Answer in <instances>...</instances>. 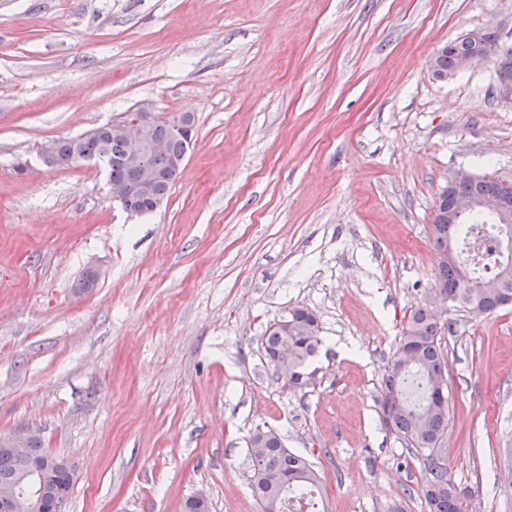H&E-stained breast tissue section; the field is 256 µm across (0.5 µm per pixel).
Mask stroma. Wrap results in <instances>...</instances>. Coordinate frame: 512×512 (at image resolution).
<instances>
[{
  "instance_id": "35a3bbf8",
  "label": "stroma",
  "mask_w": 512,
  "mask_h": 512,
  "mask_svg": "<svg viewBox=\"0 0 512 512\" xmlns=\"http://www.w3.org/2000/svg\"><path fill=\"white\" fill-rule=\"evenodd\" d=\"M476 28L512 46V0H0V437L67 461L63 512H183L201 490L259 512L258 429L309 460L325 512H429L382 374L436 287L448 172L512 175L494 64L427 67ZM143 101L196 118L157 211H124L102 165L42 162ZM297 305L323 349L292 392L262 338ZM447 316L438 453L477 512H512V306Z\"/></svg>"
}]
</instances>
